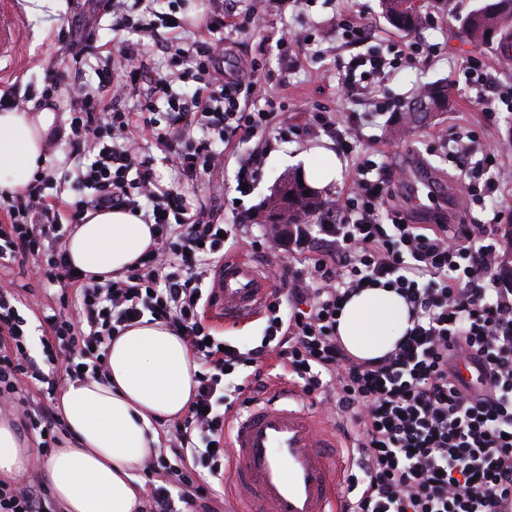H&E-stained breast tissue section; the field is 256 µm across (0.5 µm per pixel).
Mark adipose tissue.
Here are the masks:
<instances>
[{
	"label": "adipose tissue",
	"mask_w": 512,
	"mask_h": 512,
	"mask_svg": "<svg viewBox=\"0 0 512 512\" xmlns=\"http://www.w3.org/2000/svg\"><path fill=\"white\" fill-rule=\"evenodd\" d=\"M64 120L57 108L0 110V195L26 189L48 159L46 136ZM142 217L121 209L86 211L70 233V264L87 275L123 273L152 245ZM405 300L392 289L366 286L344 303L338 336L354 357L392 351L412 323ZM199 365L185 343L159 321L142 318L108 349V379L68 383L60 409L74 444L49 455L44 477L63 512H141L135 473L158 442L155 421L178 419L192 399ZM18 430L0 418V477L31 462Z\"/></svg>",
	"instance_id": "ef3b65f1"
}]
</instances>
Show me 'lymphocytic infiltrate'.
<instances>
[{
	"instance_id": "1",
	"label": "lymphocytic infiltrate",
	"mask_w": 512,
	"mask_h": 512,
	"mask_svg": "<svg viewBox=\"0 0 512 512\" xmlns=\"http://www.w3.org/2000/svg\"><path fill=\"white\" fill-rule=\"evenodd\" d=\"M208 39L184 38L182 21L170 37L126 42L103 54L96 29L112 27L153 36L154 27L128 14L124 0H83L61 48L83 66L104 57L97 85L69 96V157L82 194L56 193L49 171L36 173L21 194L0 197V271L32 261L39 277L71 287L73 313L46 314L42 358L30 353L27 321L17 294L0 289V411L10 409L39 434L41 451L56 441L55 396L69 382L105 376L109 341L151 314L169 326L201 361L193 400L170 432L178 458L164 450L144 468L149 512H178V504L206 508L210 479H223L224 434L236 401L264 389L259 362L276 358L305 395L323 396L328 414L349 427L359 467L349 475L347 512H512V288L497 276V243L482 224H414L393 205L396 169L369 160L356 167L345 200L319 225L327 250L307 266L285 264L292 305H267L260 346L243 350L212 338L203 309L234 225L211 220L206 206L191 208L185 193L160 187L152 141L185 181L213 176L224 165L215 143L252 142L238 160V190L252 188L268 127L287 130L255 64L225 69L233 43L250 18L226 0H208ZM172 68L156 72L151 51ZM395 61L378 55L345 66L348 90L367 104L384 92ZM192 78L198 87L178 93ZM142 213L156 238L123 278L107 283L77 275L63 244L70 225L88 209ZM386 281L410 306L413 326L394 351L374 361L354 359L336 331L340 304L364 283ZM476 376L464 380L462 361ZM252 377L232 382L238 367ZM0 512H52L38 483H0Z\"/></svg>"
}]
</instances>
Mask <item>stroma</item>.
I'll use <instances>...</instances> for the list:
<instances>
[{"label": "stroma", "instance_id": "35a3bbf8", "mask_svg": "<svg viewBox=\"0 0 512 512\" xmlns=\"http://www.w3.org/2000/svg\"><path fill=\"white\" fill-rule=\"evenodd\" d=\"M346 4L370 29L369 39L362 43L345 42L337 27L340 10ZM474 4L475 0H441L432 9L434 22L408 35L393 28L382 16L379 0H310L306 6L295 4L294 0L284 5L279 0H238L239 13L255 15L260 23L237 36L235 52L225 58L224 66L230 69L257 60L260 76L274 85L278 102L288 110L289 125L298 129L299 134L288 139L271 136L262 175L252 193L245 197L236 191L235 172L237 157L246 153L249 145L244 142L228 146L223 171L186 189L188 202L207 204L217 223L236 225L238 250L248 254L258 270L270 271L282 260L302 265L307 256L324 249V242L296 250L293 238L269 237L268 227L260 223L259 217L280 180L301 172L302 166L295 163V156L314 146L335 148V138L322 131L308 130L313 109L322 107L342 126L358 134L359 155L401 169L403 179L395 187L397 205L406 206L416 178L426 174L437 192L436 198L426 201L427 212L444 211L451 224H483L492 217L490 211L477 205L466 212L446 206L449 190L466 188L474 181L472 171L461 170L453 162L461 139L497 143L508 173L498 197L504 211L503 222L493 227L494 233H501L503 224L512 222V111L501 102L481 100L478 86L464 82L462 66L470 59L482 62L506 92L512 90V70L503 67L496 50L471 44L461 34L455 10ZM77 11V0H64L62 11L45 15L32 12L29 0H20L18 24L25 37V62L12 74L0 78V97L20 96L25 89L41 86L46 67H55L62 76L70 72L71 64L60 50L58 33ZM300 26L316 30L319 38L314 44L296 49L291 67H282L277 41L284 30ZM408 40L435 48V58L429 62L401 63L389 79L379 107L364 111L342 86L344 63L360 53L391 56ZM435 81L456 84L449 93L447 111L408 134H400L399 117L413 102L416 86ZM256 241L262 242V249H253ZM0 287L25 298L21 313L27 320L31 353L41 356L42 310L45 305H56L60 286L37 280L17 267L0 275Z\"/></svg>", "mask_w": 512, "mask_h": 512}]
</instances>
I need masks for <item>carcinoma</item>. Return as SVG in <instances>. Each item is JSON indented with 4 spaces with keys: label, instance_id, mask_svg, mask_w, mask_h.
Listing matches in <instances>:
<instances>
[{
    "label": "carcinoma",
    "instance_id": "1",
    "mask_svg": "<svg viewBox=\"0 0 512 512\" xmlns=\"http://www.w3.org/2000/svg\"><path fill=\"white\" fill-rule=\"evenodd\" d=\"M407 0H381L385 18L397 29L412 33L427 21L423 7L412 8ZM465 37L479 46L495 48L512 42V0H481L470 10L457 15ZM448 107V88L438 84L423 85L408 109L404 126L415 127L420 119ZM265 223L281 215L286 224H323L328 218V203L298 177L282 180L270 198Z\"/></svg>",
    "mask_w": 512,
    "mask_h": 512
}]
</instances>
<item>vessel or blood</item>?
Listing matches in <instances>:
<instances>
[{"mask_svg": "<svg viewBox=\"0 0 512 512\" xmlns=\"http://www.w3.org/2000/svg\"><path fill=\"white\" fill-rule=\"evenodd\" d=\"M14 22L0 18V63L22 53ZM273 290L245 257L225 259L216 292L225 320L254 318ZM302 392L278 382L273 395L249 405L225 440L232 479L245 512H344L335 489L337 442L323 417L306 411Z\"/></svg>", "mask_w": 512, "mask_h": 512, "instance_id": "obj_1", "label": "vessel or blood"}]
</instances>
